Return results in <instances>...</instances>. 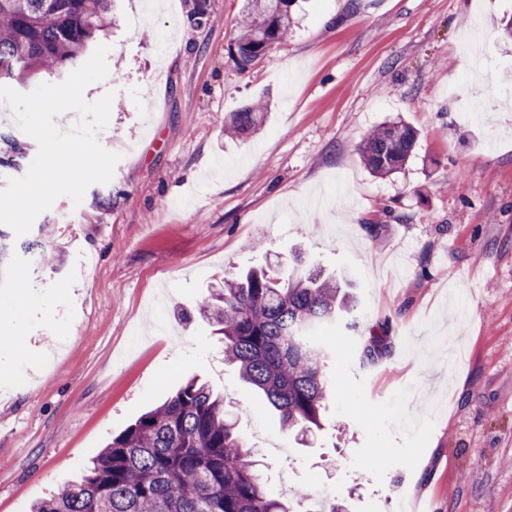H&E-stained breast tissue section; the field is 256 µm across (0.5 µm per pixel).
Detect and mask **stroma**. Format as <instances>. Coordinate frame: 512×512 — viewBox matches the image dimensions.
<instances>
[{
    "instance_id": "stroma-1",
    "label": "stroma",
    "mask_w": 512,
    "mask_h": 512,
    "mask_svg": "<svg viewBox=\"0 0 512 512\" xmlns=\"http://www.w3.org/2000/svg\"><path fill=\"white\" fill-rule=\"evenodd\" d=\"M117 0L101 145L112 180L66 196L11 238L0 276V512H31L198 376L224 397L267 485L320 490L347 512H512V0H296L287 39L239 69L245 0ZM500 106L475 114L472 97ZM264 99L250 137L222 119ZM419 132L372 174L375 126ZM346 277L362 329L390 355L361 368L340 325L320 332L329 395L306 441L224 362L196 303L261 263ZM23 280L24 296L15 282ZM23 298L24 318L13 320ZM417 142V132L401 122L381 125L369 131L358 151L363 164L373 173L386 176L400 169Z\"/></svg>"
}]
</instances>
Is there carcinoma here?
<instances>
[{
  "mask_svg": "<svg viewBox=\"0 0 512 512\" xmlns=\"http://www.w3.org/2000/svg\"><path fill=\"white\" fill-rule=\"evenodd\" d=\"M114 0H0V82L25 84L39 71L65 72L110 25ZM295 0H247L234 58L242 69L288 36ZM263 120L254 102L224 120L232 138L251 134ZM0 165L21 166L24 150L0 138ZM417 142L414 128L393 122L369 131L358 151L374 174L400 169ZM200 316L222 336L224 363L259 390L278 412L281 427L303 437L320 428L328 396L316 331L342 320L358 331L349 295L334 276L303 264L258 268L224 280L197 303ZM387 326L357 351L360 365L388 351ZM258 450L225 415L224 398L189 379L176 394L127 426L91 460L79 482L65 485L34 512H292L268 495Z\"/></svg>",
  "mask_w": 512,
  "mask_h": 512,
  "instance_id": "cac0c4a2",
  "label": "carcinoma"
}]
</instances>
